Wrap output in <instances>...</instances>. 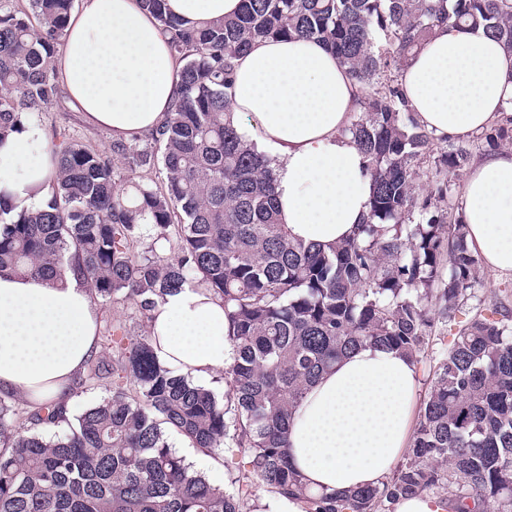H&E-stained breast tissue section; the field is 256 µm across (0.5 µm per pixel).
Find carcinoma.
Instances as JSON below:
<instances>
[{
    "instance_id": "cac0c4a2",
    "label": "carcinoma",
    "mask_w": 512,
    "mask_h": 512,
    "mask_svg": "<svg viewBox=\"0 0 512 512\" xmlns=\"http://www.w3.org/2000/svg\"><path fill=\"white\" fill-rule=\"evenodd\" d=\"M183 62L173 112L140 143L99 151L53 130V195L37 211L0 195V272L67 268L94 298L130 302L146 318L165 294L204 285L224 300L225 402L162 364L146 338L114 340L78 385L112 395L71 422L66 409L0 398V512H242L232 494L191 469L168 431L218 455L247 450L241 468L304 512H381L425 491L455 488L453 512H512V314L493 309L461 326L433 371L405 461L380 486L312 493L288 460V429L307 388L345 354L382 346L418 362L429 345L425 299L440 313L472 298L480 259L448 176L470 147L433 159L432 189L416 194L415 161L433 133L403 98L398 74L442 26L482 27L512 53V0H243L233 18L184 26L165 0H141ZM74 0H0V142L43 112L66 111L55 58ZM323 42L363 86L348 132L369 160L370 216L328 248L288 236L268 160L230 115L234 60L265 39ZM512 146V117L476 136ZM162 167L163 178L152 173ZM422 222L413 223L414 213ZM172 259L146 234L170 241ZM44 427L58 429L47 437Z\"/></svg>"
}]
</instances>
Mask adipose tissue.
<instances>
[{
  "instance_id": "obj_1",
  "label": "adipose tissue",
  "mask_w": 512,
  "mask_h": 512,
  "mask_svg": "<svg viewBox=\"0 0 512 512\" xmlns=\"http://www.w3.org/2000/svg\"><path fill=\"white\" fill-rule=\"evenodd\" d=\"M172 14L204 28L241 0H167ZM69 106L113 138L139 141L172 110L182 67L140 0H83L59 56ZM417 121L459 140L496 121L512 102V54L483 28L442 27L399 78ZM362 89L314 39L255 42L236 60L231 119L275 177L279 218L291 238L330 246L352 237L370 210L368 161L347 129ZM50 145L26 124L0 144V193L37 210L54 188ZM467 243L490 271L512 275V149L474 160L463 184ZM99 308L80 277L0 274V393L39 406L70 405V387L97 350ZM223 299L204 287L166 294L148 337L176 374L203 380L232 361ZM416 402L406 356L366 346L325 373L298 405L290 461L314 492L381 485L404 454Z\"/></svg>"
}]
</instances>
